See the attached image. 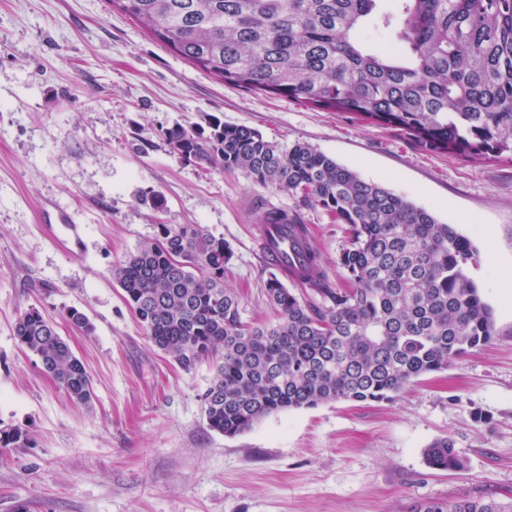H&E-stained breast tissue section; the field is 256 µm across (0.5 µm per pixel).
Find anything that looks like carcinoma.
Instances as JSON below:
<instances>
[{
  "instance_id": "obj_1",
  "label": "carcinoma",
  "mask_w": 512,
  "mask_h": 512,
  "mask_svg": "<svg viewBox=\"0 0 512 512\" xmlns=\"http://www.w3.org/2000/svg\"><path fill=\"white\" fill-rule=\"evenodd\" d=\"M176 55L224 82L393 126L430 151L469 160L512 157V0H110ZM387 36L378 50L368 34ZM169 144L202 169L241 170L256 184L321 207L348 225L339 255L346 285L330 283L298 213L271 211L307 243L293 273L298 294L272 273L273 322L242 320L224 287L230 246L198 224H162L116 264L112 279L148 339L190 372L214 377L202 395L207 427L233 437L287 409L337 401H392L413 380L489 344L494 318L468 275L469 239L313 146L282 149L245 126H176ZM71 325L94 330L78 308ZM18 344L76 402L92 401L82 361L32 306ZM28 431L0 427V449ZM438 470L463 463L443 437L425 451ZM413 512H509L493 499L426 501Z\"/></svg>"
}]
</instances>
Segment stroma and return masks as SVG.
Wrapping results in <instances>:
<instances>
[{
    "label": "stroma",
    "instance_id": "1",
    "mask_svg": "<svg viewBox=\"0 0 512 512\" xmlns=\"http://www.w3.org/2000/svg\"><path fill=\"white\" fill-rule=\"evenodd\" d=\"M280 147L306 142L467 237L469 276L494 317L486 347L412 382L392 402L281 411L227 437L201 397L213 370L173 365L148 340L112 267L160 225L198 224L233 256L227 287L242 318L273 319L271 267L254 226L298 211L329 280L343 284L344 225L321 208L202 171L168 144L174 125L211 117ZM160 194L163 207L148 202ZM77 211L72 251L45 203ZM512 160L427 150L347 112L246 91L183 60L109 0H0V426L28 430L0 452V512H412L456 498L512 501ZM37 307L84 363L90 405L70 398L22 350L20 312ZM75 307L92 333L69 324ZM448 436L463 461L439 471L426 448Z\"/></svg>",
    "mask_w": 512,
    "mask_h": 512
}]
</instances>
